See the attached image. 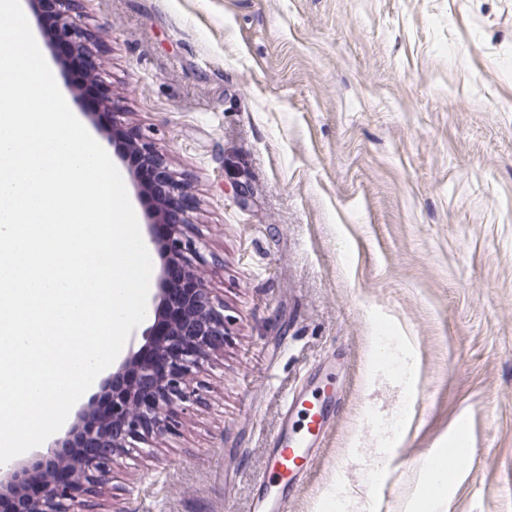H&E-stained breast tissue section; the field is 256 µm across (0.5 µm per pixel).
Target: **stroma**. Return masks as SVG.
<instances>
[{
	"instance_id": "35a3bbf8",
	"label": "stroma",
	"mask_w": 512,
	"mask_h": 512,
	"mask_svg": "<svg viewBox=\"0 0 512 512\" xmlns=\"http://www.w3.org/2000/svg\"><path fill=\"white\" fill-rule=\"evenodd\" d=\"M96 74L194 198L229 337L89 512H253L289 393L338 401L286 512H512V0H80ZM23 12L75 112L79 91ZM392 337L394 374L377 349ZM446 455V460L441 455L433 459L426 470V484L430 496L441 500L448 494V487L452 483V476L448 472V453Z\"/></svg>"
}]
</instances>
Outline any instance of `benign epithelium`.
Here are the masks:
<instances>
[{"mask_svg": "<svg viewBox=\"0 0 512 512\" xmlns=\"http://www.w3.org/2000/svg\"><path fill=\"white\" fill-rule=\"evenodd\" d=\"M73 2L32 0L38 13L44 4H55V25L46 31L53 45L81 52L88 32L74 15ZM132 150L164 171L168 192H185L150 142L141 138ZM149 245L160 258V268L142 344L129 350L71 425L47 443L46 451L0 467V495L22 484L33 470L44 477L43 494L22 501L19 512H87L88 497L112 479L113 468L131 449L177 433L200 400L193 376L202 362L224 347L226 316L223 299L198 275L205 259L192 211L185 210L182 221L171 225L167 242L152 234ZM179 273L194 279L192 296H183L174 281ZM88 419L96 421V428L87 432L91 448L82 456L67 455Z\"/></svg>", "mask_w": 512, "mask_h": 512, "instance_id": "7a95c632", "label": "benign epithelium"}]
</instances>
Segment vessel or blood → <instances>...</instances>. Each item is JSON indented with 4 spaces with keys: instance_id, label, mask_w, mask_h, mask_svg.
Wrapping results in <instances>:
<instances>
[{
    "instance_id": "obj_1",
    "label": "vessel or blood",
    "mask_w": 512,
    "mask_h": 512,
    "mask_svg": "<svg viewBox=\"0 0 512 512\" xmlns=\"http://www.w3.org/2000/svg\"><path fill=\"white\" fill-rule=\"evenodd\" d=\"M322 427L323 413L315 397L303 391L288 396L253 512H285L291 481L301 460L314 448L316 432Z\"/></svg>"
}]
</instances>
